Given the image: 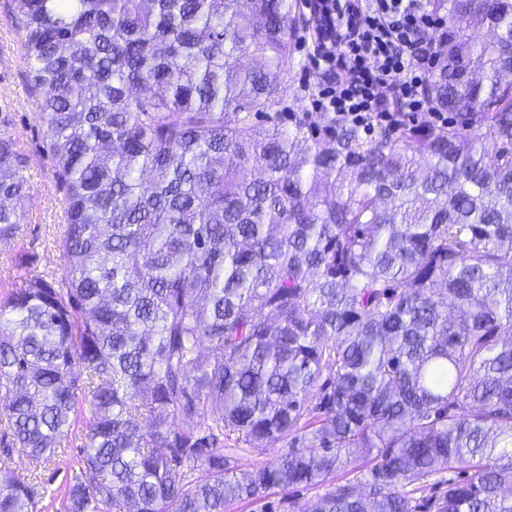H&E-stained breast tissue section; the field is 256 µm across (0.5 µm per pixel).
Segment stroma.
I'll use <instances>...</instances> for the list:
<instances>
[{
	"mask_svg": "<svg viewBox=\"0 0 512 512\" xmlns=\"http://www.w3.org/2000/svg\"><path fill=\"white\" fill-rule=\"evenodd\" d=\"M23 41L22 34L0 10V110L9 113L12 122L8 131L27 158L22 170L25 195L18 204L26 220L16 237L0 241V298L22 287L25 276L57 279L63 272L59 249L62 197L44 151L37 109L26 89ZM84 434L83 424L75 423L64 448L58 449L48 463L26 457L9 458L0 451V470H14L46 486L47 493L39 500L36 512H66L69 489L81 471Z\"/></svg>",
	"mask_w": 512,
	"mask_h": 512,
	"instance_id": "35a3bbf8",
	"label": "stroma"
}]
</instances>
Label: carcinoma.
<instances>
[{"mask_svg":"<svg viewBox=\"0 0 512 512\" xmlns=\"http://www.w3.org/2000/svg\"><path fill=\"white\" fill-rule=\"evenodd\" d=\"M429 6L448 125L368 138L288 105L293 0L4 4L64 274L0 301V423L48 460L89 404L68 512H224L353 452L307 512H512V0ZM25 165L0 131V240ZM229 440L287 448L239 472ZM45 492L0 471V512Z\"/></svg>","mask_w":512,"mask_h":512,"instance_id":"cac0c4a2","label":"carcinoma"}]
</instances>
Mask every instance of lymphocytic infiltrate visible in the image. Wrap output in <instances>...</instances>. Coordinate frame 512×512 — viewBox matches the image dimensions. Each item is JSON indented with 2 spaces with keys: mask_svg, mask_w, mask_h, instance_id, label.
<instances>
[{
  "mask_svg": "<svg viewBox=\"0 0 512 512\" xmlns=\"http://www.w3.org/2000/svg\"><path fill=\"white\" fill-rule=\"evenodd\" d=\"M316 15L309 63L322 74L312 106L370 133L429 112L425 95L448 22L428 0H311Z\"/></svg>",
  "mask_w": 512,
  "mask_h": 512,
  "instance_id": "obj_1",
  "label": "lymphocytic infiltrate"
}]
</instances>
